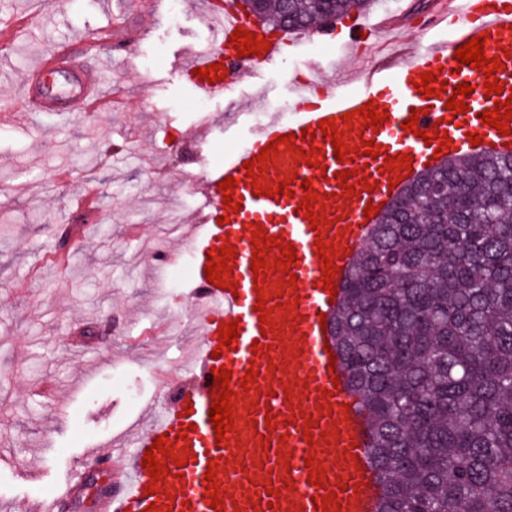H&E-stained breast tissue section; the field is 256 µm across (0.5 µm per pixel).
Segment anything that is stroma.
Listing matches in <instances>:
<instances>
[{
	"label": "stroma",
	"instance_id": "1",
	"mask_svg": "<svg viewBox=\"0 0 512 512\" xmlns=\"http://www.w3.org/2000/svg\"><path fill=\"white\" fill-rule=\"evenodd\" d=\"M416 3L377 0L331 30L287 35L298 53L254 68L202 111L181 72L185 51L211 43L196 0H183L175 23L148 0L137 12L120 11L115 0H0V16L35 20L33 37L0 44V111L21 109L28 67L46 48L68 43L78 58L97 45L118 101L89 117L32 112L0 124V500L25 512L75 477L69 512H101L113 480L93 467L88 449L140 423L161 400L157 371L177 370L195 342L189 328L142 335L139 314L176 311L192 289L186 279L166 281L159 255L190 230L172 222L169 199L182 200L184 220L200 205L183 186L200 115L215 123L207 158L223 163L258 117L281 114L296 74L316 64L338 79L365 67L340 48L351 26L402 15L406 41L447 38ZM118 13L129 33L120 52L99 45Z\"/></svg>",
	"mask_w": 512,
	"mask_h": 512
}]
</instances>
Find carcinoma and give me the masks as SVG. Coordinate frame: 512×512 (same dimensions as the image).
<instances>
[{
    "instance_id": "obj_1",
    "label": "carcinoma",
    "mask_w": 512,
    "mask_h": 512,
    "mask_svg": "<svg viewBox=\"0 0 512 512\" xmlns=\"http://www.w3.org/2000/svg\"><path fill=\"white\" fill-rule=\"evenodd\" d=\"M376 0H263L310 30ZM377 512H512V154L441 161L369 230L334 315Z\"/></svg>"
}]
</instances>
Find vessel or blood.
Here are the masks:
<instances>
[{"instance_id": "obj_1", "label": "vessel or blood", "mask_w": 512, "mask_h": 512, "mask_svg": "<svg viewBox=\"0 0 512 512\" xmlns=\"http://www.w3.org/2000/svg\"><path fill=\"white\" fill-rule=\"evenodd\" d=\"M213 48L187 55L182 72L196 95L214 98L232 94L235 85L222 80L208 82L194 71L214 63L225 72L243 76L250 68L273 63L287 52V43L273 31H264L267 50L253 56H238L230 37L235 29L254 31V23L240 13L233 0H208ZM430 26L451 30L450 39L413 45L398 60L365 68L341 82L295 79L292 85L290 118L273 117L249 129L244 146L224 164L202 165L191 181L202 198L195 227L188 238L192 255L190 279L194 285L191 322L199 331L196 349L182 359V382H164V404L151 407L144 428L134 438L116 439L114 452L128 451L129 458L112 494L102 503L104 512H214L207 498L203 477L209 464H218L216 477L223 491V512H323L318 500L333 494L343 512H374L379 488L370 464L371 437L366 415L346 384L343 369L329 370L325 335L321 319H332L336 310L331 294L321 282L323 264L317 256V231L295 210L305 192L301 179L307 178L323 202L313 205L333 222L328 234L335 251L333 262L339 272L336 286H343L353 257L364 247L370 228L363 210L366 205L385 209L393 197L388 190L386 156L412 155L413 173L434 167V146L426 145L421 132L438 131L451 140L447 155L471 153L469 137H482L481 148L497 152L512 146V133L499 135L497 129L483 124L480 114L495 107L486 98L484 71L456 62L454 55L468 39L487 34L483 44L486 59L502 60L496 71L499 83L512 86V0H438L430 17ZM438 73L445 81L446 94L428 98L417 93L414 83L422 73ZM466 82L474 91L467 95L466 113L452 115L446 110L447 94ZM102 76L92 64H74L67 46L45 53L27 71L21 83L25 111L46 114L89 113L91 99L98 97ZM384 105L388 120L380 128L346 126L345 113L370 102ZM333 118L342 128L347 145L358 147L363 140H374L385 148L377 158L355 156L338 161L329 140L313 142L301 139L305 129H317L320 120ZM415 118L416 132L403 129L408 118ZM295 137L294 150L280 144L281 136ZM276 144L277 153L267 160L265 180H289L290 192L274 200L256 195L252 179L244 167L259 156L268 144ZM319 147L317 167L299 163L297 148ZM350 170L365 177L366 185H355L352 197H344L337 174ZM237 178L233 189L239 212H227L224 191L226 177ZM228 216L227 224H218V216ZM260 226L266 236L283 238L296 250L297 280L294 293L280 292L277 277L266 274L262 291L254 289L251 269L254 247L253 227ZM235 247L238 256L229 260L231 278L237 290H224L208 283L205 274L208 253L221 246ZM270 294L274 334L261 333L256 312L258 293ZM237 322L240 335L228 348H221L219 330ZM263 344L261 356H254L253 342ZM231 373L229 387L237 393L234 428L216 436L209 410L213 394L210 387L215 370ZM256 377L249 390L239 382L247 371ZM290 395H283V388ZM274 415L273 430H266L267 415ZM313 422L311 435H304L305 422ZM169 435L175 455H186L184 469L170 467L159 492L146 488L152 478L143 462L147 448L155 438ZM313 460L325 474L324 487L308 482L306 460ZM74 488L61 486L49 498L36 505L37 512H62L70 503Z\"/></svg>"}]
</instances>
